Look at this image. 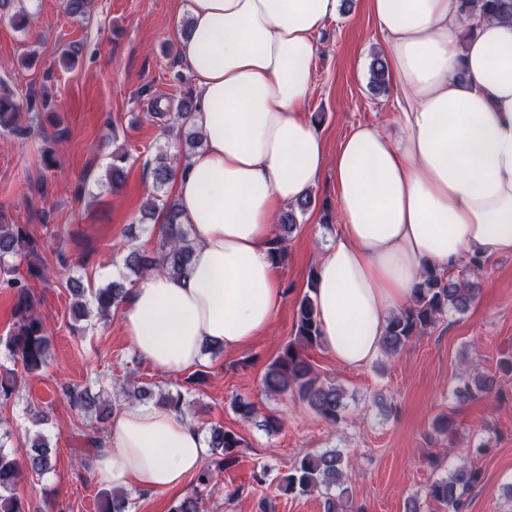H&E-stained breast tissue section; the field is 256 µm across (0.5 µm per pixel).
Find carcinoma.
Wrapping results in <instances>:
<instances>
[{
    "label": "carcinoma",
    "instance_id": "1",
    "mask_svg": "<svg viewBox=\"0 0 512 512\" xmlns=\"http://www.w3.org/2000/svg\"><path fill=\"white\" fill-rule=\"evenodd\" d=\"M463 16L480 14L486 18L512 19V0H459ZM387 82L382 56H375L370 70V83L375 91H382ZM20 118V106L11 95L0 92V130H15ZM153 183L159 189L173 177V170L166 158L155 159L152 171ZM315 204L312 194L304 195L297 204L279 218L277 248L274 260L283 263L287 254V239L297 230L296 212H305ZM163 222L160 224L158 242L150 248L132 246L125 257L126 268L136 277H141L157 266L164 267L172 274H180L190 258L191 243L187 231L178 223L177 203L167 202L163 206ZM37 255L35 239L21 224H0V262L6 257L21 258L26 261L28 273L32 277L44 278L45 268L33 263ZM483 260L471 258L465 264L467 274L454 276L428 270L423 281L415 289L412 302L388 323L382 339L381 350L387 355L398 353L413 337L420 335L448 311L464 313L475 298L476 284L469 275L481 268ZM17 268L3 265L0 267V282L13 290L15 303L12 313L16 319L15 328L0 345L20 366L21 373L36 374L48 364L49 336L47 325L37 313L32 303L31 289L27 279L16 276ZM90 296V302L100 318H107L122 307L126 298V286L111 283L103 287L88 289L79 285L74 294ZM320 345L319 326L315 315L314 303L310 293L302 297L297 311L296 336L283 346L269 363L262 376V388L268 394L289 395L312 410L327 424L335 427L345 420L347 404L343 391L333 383L320 380L313 366L303 355V348ZM18 385L15 372L0 375V402L12 398ZM500 383L494 375L475 370L460 376L455 389L456 397L465 402L480 395H491L499 391ZM72 405L85 412H93L96 418L104 421L111 414L113 406L100 400L87 389L66 390ZM120 394L125 399L149 400L169 409L184 413L189 402L185 394L178 390L158 391L148 386L133 389L123 386ZM236 414L244 421L260 420V426L268 433L278 432L283 421L269 415L259 416L254 403L238 399L233 403ZM11 431L0 428V512H26L22 501L14 494L15 487L28 471L43 475L51 469V449L41 438L32 444L30 455L19 462L5 451ZM208 443L213 459L202 466L195 477L196 493L184 498L172 512H206L204 492L212 483L214 469H226L233 465L243 447V441L233 431L213 425L208 429ZM351 463L344 454L336 449H327L319 453H308L296 460L292 468L282 479L284 490L298 495L313 494L323 496L324 512H362L354 509L353 501L347 494L346 483L349 479ZM481 471L463 459L453 465L444 475L433 480L426 488L425 500L411 497L406 503V512H422V504L433 502L447 509V512H464L467 499L472 490L481 482ZM99 512H129L128 497L115 491L101 494Z\"/></svg>",
    "mask_w": 512,
    "mask_h": 512
}]
</instances>
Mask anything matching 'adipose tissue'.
I'll return each instance as SVG.
<instances>
[{"mask_svg": "<svg viewBox=\"0 0 512 512\" xmlns=\"http://www.w3.org/2000/svg\"><path fill=\"white\" fill-rule=\"evenodd\" d=\"M338 2L188 0L179 55L204 146L172 184L192 255L181 276L159 268L138 279L120 316L127 343L158 372L186 373L206 345L232 353L270 325L282 301L273 226L328 166L338 229L317 250L312 299L321 343L343 366L379 353L426 270L512 256V22L465 19L457 0H369L400 133L357 124L331 160L301 107ZM207 453L190 414L128 403L94 473L103 487L164 492Z\"/></svg>", "mask_w": 512, "mask_h": 512, "instance_id": "obj_1", "label": "adipose tissue"}]
</instances>
